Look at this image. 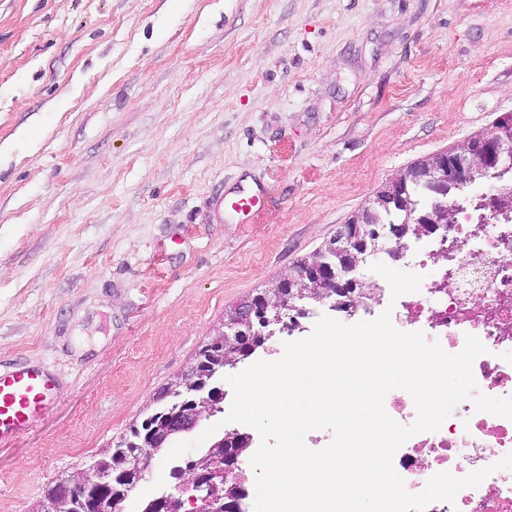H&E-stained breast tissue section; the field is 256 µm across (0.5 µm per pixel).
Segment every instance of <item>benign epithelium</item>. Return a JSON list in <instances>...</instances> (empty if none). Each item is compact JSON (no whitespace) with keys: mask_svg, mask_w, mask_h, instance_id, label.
I'll use <instances>...</instances> for the list:
<instances>
[{"mask_svg":"<svg viewBox=\"0 0 512 512\" xmlns=\"http://www.w3.org/2000/svg\"><path fill=\"white\" fill-rule=\"evenodd\" d=\"M512 153V140L492 133L478 134L466 143L446 152L430 154L413 165L401 170L376 192L355 216L340 226L329 244L307 257L302 269L290 273L270 287L249 297L233 307L224 319V324L196 354L194 365L181 376L171 381L157 397V401L170 407L162 415L150 433L139 445L133 442L117 444L112 455L124 454L126 448L138 452L127 457L122 468L123 476L134 473L143 478L151 467L154 449L162 448L169 440L188 432L202 421L210 418L223 401L224 393L219 388L208 386L207 378L224 367V355L214 353L216 347H235L242 329H252L257 314L275 313L273 322L282 333L288 327V310L293 308L281 294V289H295L293 296L302 298L311 288L319 289V295L332 300V305L348 310L357 308L355 299L347 286L338 280V273L345 275L357 271L367 251L381 252L397 261L402 257L406 241L412 232L409 223L384 224L381 226L383 246H370L362 237L361 225L377 222V213L382 208L403 204L406 187L410 183L430 189L444 190L462 183H475L493 176L500 157ZM458 207L437 204L419 213L414 223L423 225L418 234L427 233L432 225L448 229L456 223ZM251 440L248 433L232 430L217 443L223 452L211 456L201 463L198 470H173L176 483L172 491H164L150 502L148 512H180L185 503L192 505V512H241L244 494L224 497L218 493V483L234 480V466L241 449L232 450L234 441ZM57 496L47 503L42 512H59L68 508L70 512H115L119 501L112 497L107 472L99 460H92L82 468L60 476L55 482Z\"/></svg>","mask_w":512,"mask_h":512,"instance_id":"obj_1","label":"benign epithelium"}]
</instances>
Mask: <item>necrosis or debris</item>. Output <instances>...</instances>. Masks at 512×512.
Returning a JSON list of instances; mask_svg holds the SVG:
<instances>
[{"label":"necrosis or debris","mask_w":512,"mask_h":512,"mask_svg":"<svg viewBox=\"0 0 512 512\" xmlns=\"http://www.w3.org/2000/svg\"><path fill=\"white\" fill-rule=\"evenodd\" d=\"M461 215L451 231L410 249L407 264L423 277L417 292L396 299L383 293L356 318L390 312L396 329L423 332L449 354L460 352L467 336L477 337L485 347L473 363L478 392L512 397V217L490 214L481 222L467 208ZM510 452L512 419L475 411L465 401L438 431L409 439L393 466L413 493L435 474L463 477L491 467L478 487L460 490L451 504L431 502L425 512H512V470L492 468Z\"/></svg>","instance_id":"obj_1"}]
</instances>
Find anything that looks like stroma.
<instances>
[{"label":"stroma","mask_w":512,"mask_h":512,"mask_svg":"<svg viewBox=\"0 0 512 512\" xmlns=\"http://www.w3.org/2000/svg\"><path fill=\"white\" fill-rule=\"evenodd\" d=\"M509 116L512 0H0V365L60 383L0 447V512L117 444L399 171ZM242 188L249 218L215 211Z\"/></svg>","instance_id":"35a3bbf8"}]
</instances>
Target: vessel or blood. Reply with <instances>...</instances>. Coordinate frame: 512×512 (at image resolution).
Here are the masks:
<instances>
[{"label":"vessel or blood","instance_id":"obj_1","mask_svg":"<svg viewBox=\"0 0 512 512\" xmlns=\"http://www.w3.org/2000/svg\"><path fill=\"white\" fill-rule=\"evenodd\" d=\"M261 200L260 194L239 191L223 197V205L237 214L249 215ZM58 382L45 368L25 361L0 370V445L28 430L55 399Z\"/></svg>","mask_w":512,"mask_h":512}]
</instances>
